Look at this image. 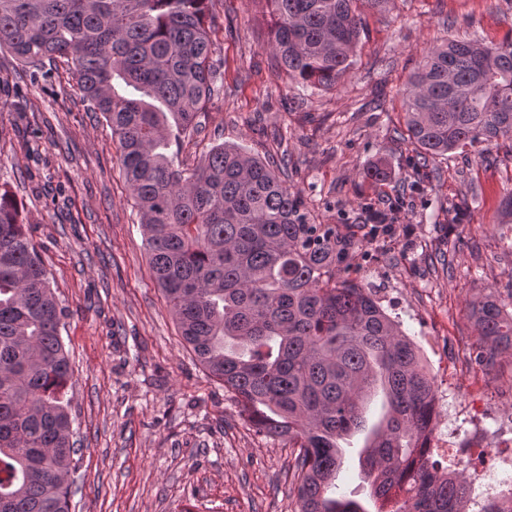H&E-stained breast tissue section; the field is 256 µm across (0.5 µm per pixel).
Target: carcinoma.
<instances>
[{
	"label": "carcinoma",
	"mask_w": 512,
	"mask_h": 512,
	"mask_svg": "<svg viewBox=\"0 0 512 512\" xmlns=\"http://www.w3.org/2000/svg\"><path fill=\"white\" fill-rule=\"evenodd\" d=\"M216 0H0V50L66 60L90 110L119 144L150 269L178 332L259 432L288 439L296 512H367L336 494L340 442L382 388L387 410L363 472L388 512H465L471 485L425 457L435 379L420 351L362 285L339 276L351 224L309 223L300 191L238 145L190 167L171 146L198 130L217 70ZM267 48L297 84L336 87L352 65L358 6L388 0H251ZM133 89L122 96L114 79ZM419 161L466 145L512 143V37L430 47L402 91ZM470 304L480 339L512 350V313ZM57 300L16 199L0 194V512H69L78 449L62 390L70 361Z\"/></svg>",
	"instance_id": "1"
}]
</instances>
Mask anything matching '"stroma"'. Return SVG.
<instances>
[{"label": "stroma", "instance_id": "35a3bbf8", "mask_svg": "<svg viewBox=\"0 0 512 512\" xmlns=\"http://www.w3.org/2000/svg\"><path fill=\"white\" fill-rule=\"evenodd\" d=\"M211 38L220 76L201 130L181 141L192 163L230 143L286 169L314 224H360L365 204L403 199L411 233L374 240L345 275L376 295L418 346L436 379L439 418L478 415L487 429L512 418V351L489 370H448L481 340L470 303L512 297V148L482 146L415 168L401 91L425 51L459 35L479 44L512 34V0H388L368 12L360 49L333 90L303 87L278 69L250 0H218ZM0 192L13 194L26 231L65 306L66 387L78 487L70 512H294L286 439L255 432L235 397L210 378L178 335L148 263L118 142L88 111L64 64L31 75L0 51ZM381 162L390 178L362 171ZM463 224H454L459 212ZM375 397L361 431L342 441L338 494L368 502L360 467Z\"/></svg>", "mask_w": 512, "mask_h": 512}]
</instances>
